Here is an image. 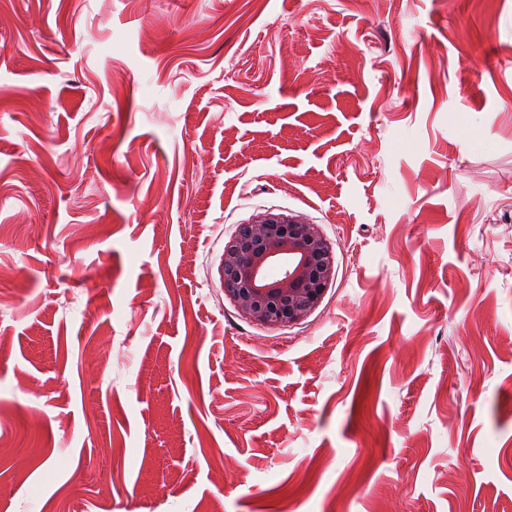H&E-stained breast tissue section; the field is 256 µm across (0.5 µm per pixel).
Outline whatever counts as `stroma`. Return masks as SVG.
<instances>
[{
    "mask_svg": "<svg viewBox=\"0 0 512 512\" xmlns=\"http://www.w3.org/2000/svg\"><path fill=\"white\" fill-rule=\"evenodd\" d=\"M0 512H512V0H0ZM287 261L283 271L277 264ZM336 277L332 248L298 216L268 212L241 224L224 246V295L253 322L268 327L301 324Z\"/></svg>",
    "mask_w": 512,
    "mask_h": 512,
    "instance_id": "obj_1",
    "label": "stroma"
}]
</instances>
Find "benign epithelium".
Segmentation results:
<instances>
[{"instance_id": "obj_1", "label": "benign epithelium", "mask_w": 512, "mask_h": 512, "mask_svg": "<svg viewBox=\"0 0 512 512\" xmlns=\"http://www.w3.org/2000/svg\"><path fill=\"white\" fill-rule=\"evenodd\" d=\"M335 277L329 242L317 225L298 216L263 214L239 225L224 246V296L264 326L302 323Z\"/></svg>"}]
</instances>
